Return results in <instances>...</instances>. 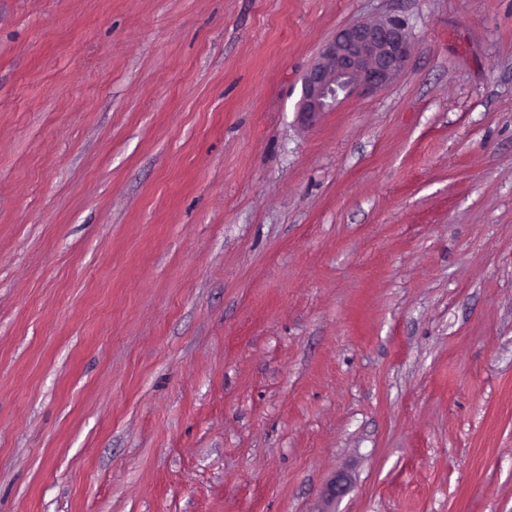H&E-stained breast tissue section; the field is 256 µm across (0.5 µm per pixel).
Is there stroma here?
Listing matches in <instances>:
<instances>
[{
    "mask_svg": "<svg viewBox=\"0 0 512 512\" xmlns=\"http://www.w3.org/2000/svg\"><path fill=\"white\" fill-rule=\"evenodd\" d=\"M0 512H512V0H0ZM411 54L400 21L349 23L321 49L304 75L299 112H327L341 101L378 91L404 71Z\"/></svg>",
    "mask_w": 512,
    "mask_h": 512,
    "instance_id": "stroma-1",
    "label": "stroma"
}]
</instances>
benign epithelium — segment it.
<instances>
[{
    "mask_svg": "<svg viewBox=\"0 0 512 512\" xmlns=\"http://www.w3.org/2000/svg\"><path fill=\"white\" fill-rule=\"evenodd\" d=\"M411 54L400 21L349 23L321 49L304 75L299 111L327 112L341 101L378 91L404 71Z\"/></svg>",
    "mask_w": 512,
    "mask_h": 512,
    "instance_id": "7a95c632",
    "label": "benign epithelium"
}]
</instances>
